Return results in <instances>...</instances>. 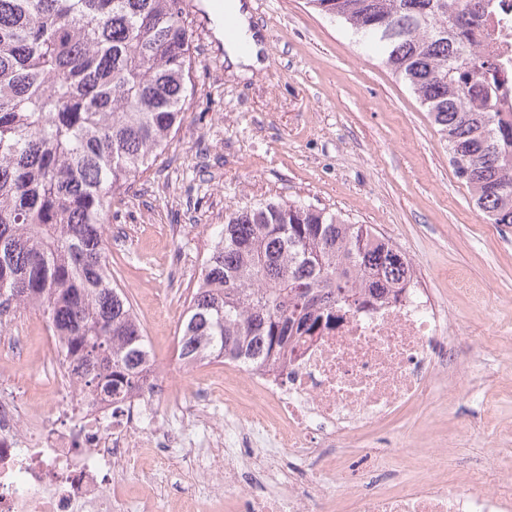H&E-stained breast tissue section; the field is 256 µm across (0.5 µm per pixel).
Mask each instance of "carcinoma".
<instances>
[{
  "label": "carcinoma",
  "mask_w": 512,
  "mask_h": 512,
  "mask_svg": "<svg viewBox=\"0 0 512 512\" xmlns=\"http://www.w3.org/2000/svg\"><path fill=\"white\" fill-rule=\"evenodd\" d=\"M183 0H0V319L37 311L112 406L149 361L113 286L112 201L163 151L191 84ZM478 0H309L374 47L446 142L492 223L512 225V113L479 50ZM181 323L188 361L273 366L334 306L397 296L406 257L373 227L298 201L230 212Z\"/></svg>",
  "instance_id": "carcinoma-1"
}]
</instances>
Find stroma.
Masks as SVG:
<instances>
[{"label":"stroma","mask_w":512,"mask_h":512,"mask_svg":"<svg viewBox=\"0 0 512 512\" xmlns=\"http://www.w3.org/2000/svg\"><path fill=\"white\" fill-rule=\"evenodd\" d=\"M248 2L267 65L242 79L227 71L204 0H185L183 121L112 207L108 232L125 244L106 248L114 279L137 318L165 316L152 352L166 353L179 333L210 225L268 199L301 200L390 238L465 335L512 323V227L475 205L408 85L307 0ZM487 351L501 374L482 382V400L463 392L450 410L427 402L379 433L380 447L410 456L453 440L459 448L442 468L480 490V474L461 461L483 459L512 427V343Z\"/></svg>","instance_id":"1"}]
</instances>
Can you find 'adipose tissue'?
<instances>
[{
    "label": "adipose tissue",
    "instance_id": "adipose-tissue-1",
    "mask_svg": "<svg viewBox=\"0 0 512 512\" xmlns=\"http://www.w3.org/2000/svg\"><path fill=\"white\" fill-rule=\"evenodd\" d=\"M224 13L235 20L238 34L237 39L229 40L223 28L215 30L216 37L223 41L229 69L239 77H252L266 65L264 37L251 19L247 0H225Z\"/></svg>",
    "mask_w": 512,
    "mask_h": 512
}]
</instances>
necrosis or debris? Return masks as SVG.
Returning a JSON list of instances; mask_svg holds the SVG:
<instances>
[{
    "mask_svg": "<svg viewBox=\"0 0 512 512\" xmlns=\"http://www.w3.org/2000/svg\"><path fill=\"white\" fill-rule=\"evenodd\" d=\"M499 106L512 112V0H486ZM447 314L407 288L357 307L278 371L152 360L120 407L93 399L47 337L38 395L0 390V512H512V454L492 450L483 491L449 481L435 455L417 475L371 440L469 371ZM369 449L363 467L345 451ZM185 449L195 483L181 498L159 476ZM396 472L394 484L379 481Z\"/></svg>",
    "mask_w": 512,
    "mask_h": 512,
    "instance_id": "4bbe7bcc",
    "label": "necrosis or debris"
}]
</instances>
